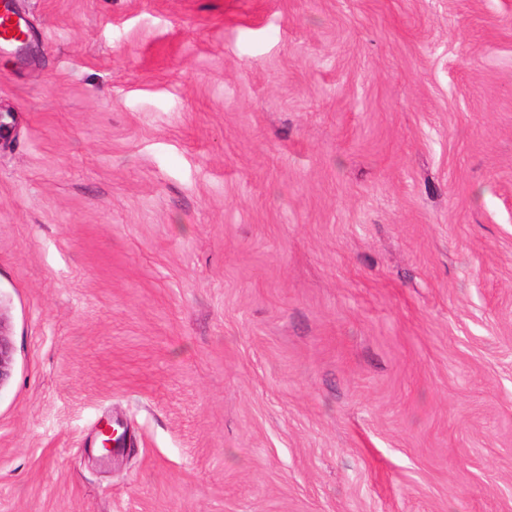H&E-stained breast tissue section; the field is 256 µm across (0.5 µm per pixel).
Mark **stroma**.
Returning <instances> with one entry per match:
<instances>
[{"label": "stroma", "mask_w": 512, "mask_h": 512, "mask_svg": "<svg viewBox=\"0 0 512 512\" xmlns=\"http://www.w3.org/2000/svg\"><path fill=\"white\" fill-rule=\"evenodd\" d=\"M13 2L0 512H512V0Z\"/></svg>", "instance_id": "stroma-1"}]
</instances>
